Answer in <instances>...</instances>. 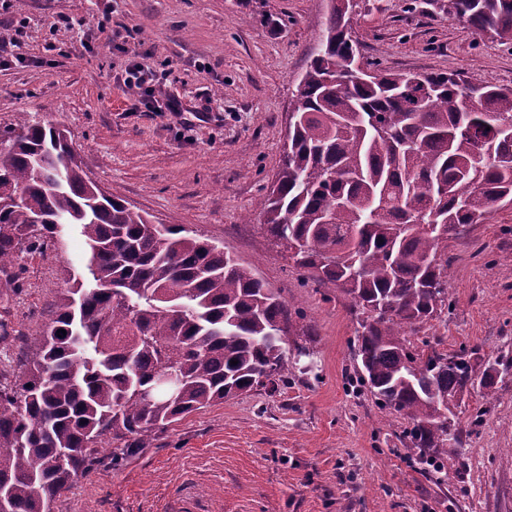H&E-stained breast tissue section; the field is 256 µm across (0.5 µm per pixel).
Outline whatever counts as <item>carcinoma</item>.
<instances>
[{
    "label": "carcinoma",
    "mask_w": 512,
    "mask_h": 512,
    "mask_svg": "<svg viewBox=\"0 0 512 512\" xmlns=\"http://www.w3.org/2000/svg\"><path fill=\"white\" fill-rule=\"evenodd\" d=\"M344 2L331 0L258 208L307 278L365 315L356 379L406 420L401 441L415 463L441 473L463 444L451 407L512 375V360L477 379L474 352H427L411 337L452 307L448 237L512 204V88L434 73L417 103L407 75L336 85V69L359 54L340 31ZM422 4L512 44V0ZM0 139L5 287L18 290L22 247L40 249L61 224L79 225L89 250L26 370L0 389V512H52L107 441L116 467L195 411L288 384V346L306 349L299 341L313 329L252 268L102 190L52 123L25 120ZM163 368L180 373L178 397L140 398Z\"/></svg>",
    "instance_id": "obj_1"
}]
</instances>
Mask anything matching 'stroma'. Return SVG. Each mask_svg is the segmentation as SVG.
<instances>
[{
  "instance_id": "1",
  "label": "stroma",
  "mask_w": 512,
  "mask_h": 512,
  "mask_svg": "<svg viewBox=\"0 0 512 512\" xmlns=\"http://www.w3.org/2000/svg\"><path fill=\"white\" fill-rule=\"evenodd\" d=\"M28 28L0 68V132L21 119L64 126L88 176L105 190L224 246L303 311L315 339L308 372L286 388L201 409L120 466L102 452L53 512H512V377L464 393V446L445 474L423 476L399 441L403 421L354 387L357 320L349 298L309 280L263 231L256 204L283 156L291 93L326 23L328 0H7ZM73 18L74 27L59 25ZM163 72L159 99L178 112H133L118 80L127 54L87 52L99 20ZM361 61L394 73L462 72L512 86V44L474 32L415 0H371L353 24ZM452 311L421 335L437 350L512 358V205L449 238ZM80 228L22 252L21 289L0 295V387L83 273ZM480 425H472L475 415Z\"/></svg>"
}]
</instances>
